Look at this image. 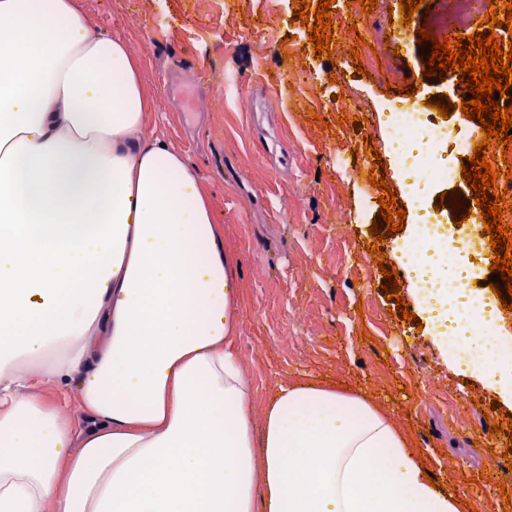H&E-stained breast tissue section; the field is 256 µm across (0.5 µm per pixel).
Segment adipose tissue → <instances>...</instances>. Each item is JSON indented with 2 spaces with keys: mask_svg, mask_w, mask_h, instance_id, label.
<instances>
[{
  "mask_svg": "<svg viewBox=\"0 0 512 512\" xmlns=\"http://www.w3.org/2000/svg\"><path fill=\"white\" fill-rule=\"evenodd\" d=\"M139 58L79 0H0V512H461L368 393L251 420L234 259Z\"/></svg>",
  "mask_w": 512,
  "mask_h": 512,
  "instance_id": "ef3b65f1",
  "label": "adipose tissue"
}]
</instances>
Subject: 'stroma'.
<instances>
[{
  "label": "stroma",
  "mask_w": 512,
  "mask_h": 512,
  "mask_svg": "<svg viewBox=\"0 0 512 512\" xmlns=\"http://www.w3.org/2000/svg\"><path fill=\"white\" fill-rule=\"evenodd\" d=\"M363 13L332 16L331 60L308 49V28L293 22L292 0H81L104 30L123 36L142 62L159 130L195 165L224 244L237 257L234 301L241 317L239 350L261 413L277 382L312 378L358 388L376 398L415 447L434 480L456 491L474 512H512V463L505 435L491 426L512 420V405L493 410L495 391L468 366L449 370L438 330L403 267L398 250L422 220L400 182L384 134L386 87L415 83L404 104L451 96L438 77H425L416 33L392 73L358 75L349 54L366 53L400 20L399 0H376ZM356 32H349V25ZM364 45H357V37ZM310 80L293 86L290 68ZM349 101L345 123L326 108L327 95ZM363 120L354 130L351 118ZM373 135L386 164L394 204L406 212L401 231L383 240L387 258L365 248L380 210V191L367 175ZM358 157H351V150ZM352 175L338 178L337 164ZM398 275L400 294L420 323L389 310L379 286L381 265Z\"/></svg>",
  "instance_id": "stroma-1"
}]
</instances>
